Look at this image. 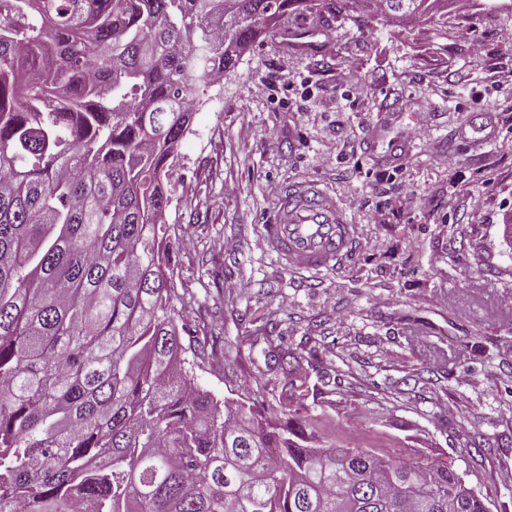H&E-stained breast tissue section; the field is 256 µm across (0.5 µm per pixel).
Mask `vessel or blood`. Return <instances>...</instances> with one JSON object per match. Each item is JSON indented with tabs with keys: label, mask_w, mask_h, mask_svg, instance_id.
<instances>
[{
	"label": "vessel or blood",
	"mask_w": 512,
	"mask_h": 512,
	"mask_svg": "<svg viewBox=\"0 0 512 512\" xmlns=\"http://www.w3.org/2000/svg\"><path fill=\"white\" fill-rule=\"evenodd\" d=\"M267 238L288 267L318 272L344 266L357 248L354 225L319 184L291 186Z\"/></svg>",
	"instance_id": "b4317fda"
}]
</instances>
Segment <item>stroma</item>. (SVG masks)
<instances>
[{"mask_svg": "<svg viewBox=\"0 0 512 512\" xmlns=\"http://www.w3.org/2000/svg\"><path fill=\"white\" fill-rule=\"evenodd\" d=\"M300 22L318 32L304 53L283 37ZM309 180L357 227L336 271H292L265 237ZM169 185L174 304L221 338L186 347L195 386L278 400L291 351L318 445L446 461L512 512V10L470 0L411 27L344 0L289 12L201 96Z\"/></svg>", "mask_w": 512, "mask_h": 512, "instance_id": "obj_1", "label": "stroma"}]
</instances>
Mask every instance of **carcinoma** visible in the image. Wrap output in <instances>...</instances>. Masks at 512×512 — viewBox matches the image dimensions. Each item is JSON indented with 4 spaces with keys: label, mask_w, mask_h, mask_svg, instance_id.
<instances>
[{
    "label": "carcinoma",
    "mask_w": 512,
    "mask_h": 512,
    "mask_svg": "<svg viewBox=\"0 0 512 512\" xmlns=\"http://www.w3.org/2000/svg\"><path fill=\"white\" fill-rule=\"evenodd\" d=\"M315 6L0 0V512H489L446 463L298 444L291 365L278 409L178 368L170 159L265 26Z\"/></svg>",
    "instance_id": "cac0c4a2"
}]
</instances>
